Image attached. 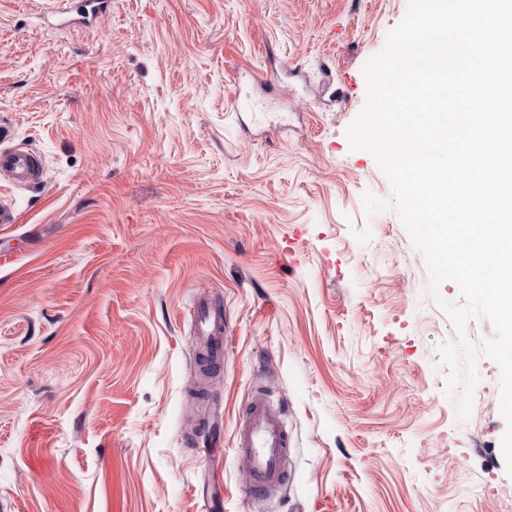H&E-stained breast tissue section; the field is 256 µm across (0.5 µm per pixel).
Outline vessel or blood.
<instances>
[{
  "instance_id": "obj_1",
  "label": "vessel or blood",
  "mask_w": 512,
  "mask_h": 512,
  "mask_svg": "<svg viewBox=\"0 0 512 512\" xmlns=\"http://www.w3.org/2000/svg\"><path fill=\"white\" fill-rule=\"evenodd\" d=\"M108 0H72L59 7V14L74 15L76 20L90 24L103 16ZM44 165L39 153L26 147L0 149V181L11 186L41 184ZM194 348L198 357L219 363L224 349V316L208 302L195 309ZM233 446L250 473L245 490L247 496L261 499L277 490L286 477L288 434L283 420L272 410L261 394H254L238 423Z\"/></svg>"
}]
</instances>
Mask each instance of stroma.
<instances>
[{
	"label": "stroma",
	"instance_id": "35a3bbf8",
	"mask_svg": "<svg viewBox=\"0 0 512 512\" xmlns=\"http://www.w3.org/2000/svg\"><path fill=\"white\" fill-rule=\"evenodd\" d=\"M0 0V148L45 161L0 226V512H512L500 367L467 419L457 331L346 130L407 0H112L91 29ZM224 313L202 375L193 310ZM290 437L245 497L253 391Z\"/></svg>",
	"mask_w": 512,
	"mask_h": 512
}]
</instances>
